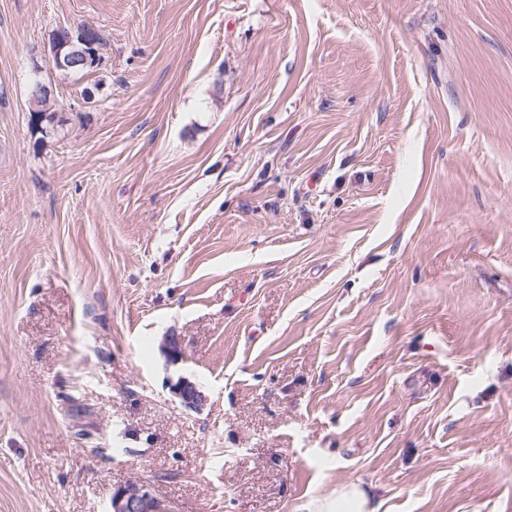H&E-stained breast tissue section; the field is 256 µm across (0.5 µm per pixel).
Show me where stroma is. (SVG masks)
Listing matches in <instances>:
<instances>
[{
    "instance_id": "35a3bbf8",
    "label": "stroma",
    "mask_w": 512,
    "mask_h": 512,
    "mask_svg": "<svg viewBox=\"0 0 512 512\" xmlns=\"http://www.w3.org/2000/svg\"><path fill=\"white\" fill-rule=\"evenodd\" d=\"M356 481L512 512V0H0V512ZM82 25L94 30L92 27L85 24ZM61 28L65 29L68 33L67 43L63 45L59 44L57 41L51 43L49 62H51L52 65L55 64L56 69L60 71L68 72L79 67L80 69H85L82 73L88 72L91 68H86L93 67L98 63L96 47L99 50L102 45L100 34L94 30L97 41L96 44L93 33L83 28L80 24H70L68 26H61ZM67 46H73V50L69 54L63 55L62 51ZM34 108L38 112H31V114H33L38 128V123L41 122V133L45 136H47L45 133L48 132V130H44L45 128L53 129L55 126L59 128L66 122V119L62 116L59 117L56 110L51 109L52 106H49V98L38 101ZM173 393L181 400L183 405L189 409L198 410L205 403L204 395L196 385L186 377H180L172 385ZM162 503L143 484H128L116 490L109 503L107 512H156Z\"/></svg>"
}]
</instances>
